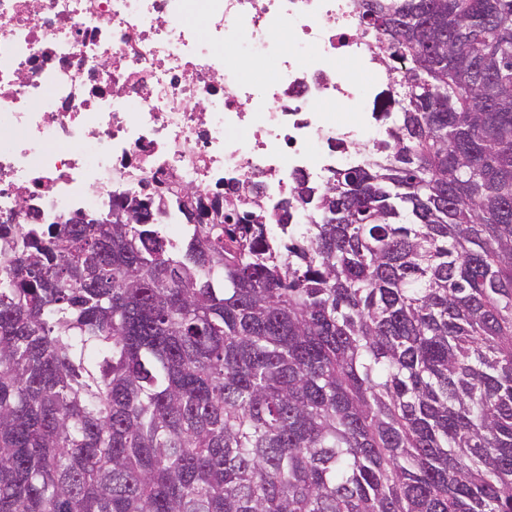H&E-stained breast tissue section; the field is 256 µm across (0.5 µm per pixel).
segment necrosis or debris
<instances>
[{
  "mask_svg": "<svg viewBox=\"0 0 512 512\" xmlns=\"http://www.w3.org/2000/svg\"><path fill=\"white\" fill-rule=\"evenodd\" d=\"M387 86L358 0H0V225L158 179L206 205L245 170L275 203L365 160Z\"/></svg>",
  "mask_w": 512,
  "mask_h": 512,
  "instance_id": "obj_1",
  "label": "necrosis or debris"
}]
</instances>
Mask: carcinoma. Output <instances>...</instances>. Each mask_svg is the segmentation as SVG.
Here are the masks:
<instances>
[{
	"instance_id": "1",
	"label": "carcinoma",
	"mask_w": 512,
	"mask_h": 512,
	"mask_svg": "<svg viewBox=\"0 0 512 512\" xmlns=\"http://www.w3.org/2000/svg\"><path fill=\"white\" fill-rule=\"evenodd\" d=\"M359 2L396 112L280 234L0 229V512H512V0Z\"/></svg>"
}]
</instances>
